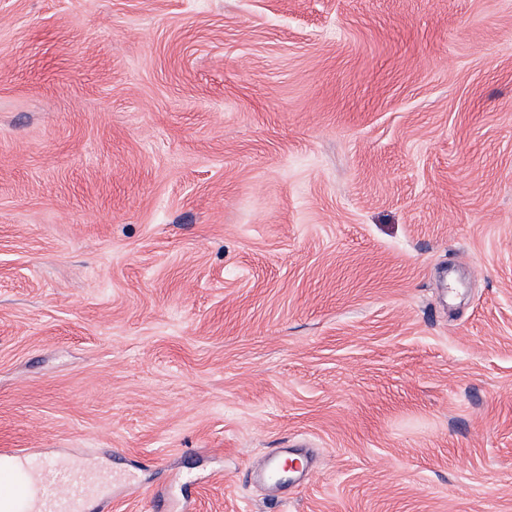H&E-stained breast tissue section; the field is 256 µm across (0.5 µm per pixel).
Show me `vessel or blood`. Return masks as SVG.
Wrapping results in <instances>:
<instances>
[{
  "mask_svg": "<svg viewBox=\"0 0 512 512\" xmlns=\"http://www.w3.org/2000/svg\"><path fill=\"white\" fill-rule=\"evenodd\" d=\"M307 459H285L283 453L258 459L252 470L258 478L276 483L281 470L293 476L306 474ZM133 485L134 478L100 465L59 462L40 465L30 455L0 449V512H107V485Z\"/></svg>",
  "mask_w": 512,
  "mask_h": 512,
  "instance_id": "obj_1",
  "label": "vessel or blood"
}]
</instances>
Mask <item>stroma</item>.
Segmentation results:
<instances>
[{
	"instance_id": "obj_1",
	"label": "stroma",
	"mask_w": 512,
	"mask_h": 512,
	"mask_svg": "<svg viewBox=\"0 0 512 512\" xmlns=\"http://www.w3.org/2000/svg\"><path fill=\"white\" fill-rule=\"evenodd\" d=\"M0 448L512 512V0H0ZM288 458L284 457V451L269 454L258 459L252 466L254 475L261 480L276 486L277 474L284 469Z\"/></svg>"
}]
</instances>
